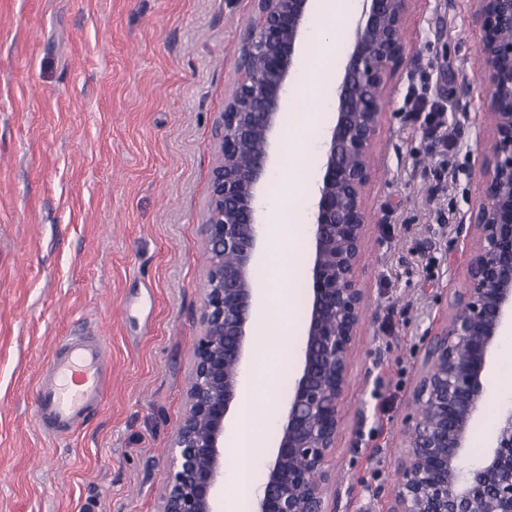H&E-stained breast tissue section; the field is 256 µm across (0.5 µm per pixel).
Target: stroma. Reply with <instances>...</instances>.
<instances>
[{
  "mask_svg": "<svg viewBox=\"0 0 512 512\" xmlns=\"http://www.w3.org/2000/svg\"><path fill=\"white\" fill-rule=\"evenodd\" d=\"M477 0H411L374 140L368 296L331 462L336 512H387L415 376L467 254L491 157ZM251 0H0V512H156L173 467L208 254L216 125ZM447 106L444 148L410 112ZM102 337V409L45 434L34 390Z\"/></svg>",
  "mask_w": 512,
  "mask_h": 512,
  "instance_id": "stroma-1",
  "label": "stroma"
}]
</instances>
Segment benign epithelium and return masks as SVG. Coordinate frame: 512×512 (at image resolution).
<instances>
[{"label":"benign epithelium","instance_id":"1","mask_svg":"<svg viewBox=\"0 0 512 512\" xmlns=\"http://www.w3.org/2000/svg\"><path fill=\"white\" fill-rule=\"evenodd\" d=\"M360 17L325 134L310 206L312 252L301 367L288 388L271 461L252 512H335L328 506L330 456L342 431L340 401L365 316L358 278L367 213L363 192L388 102V79L403 58L410 0H360ZM314 0H254L224 101L212 169L205 244L209 256L173 471L157 512H215L224 485V438L249 365L257 288L252 264L264 247L257 205L272 163L283 95L295 83ZM484 31L480 76L490 99L493 159L480 170L477 223L465 287L449 304L415 378L416 411L405 419L400 467L388 512H512V404L499 408L490 448L466 468L489 368L512 330V0H478ZM231 255L232 264L224 263Z\"/></svg>","mask_w":512,"mask_h":512}]
</instances>
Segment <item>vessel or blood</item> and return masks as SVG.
<instances>
[{
    "label": "vessel or blood",
    "mask_w": 512,
    "mask_h": 512,
    "mask_svg": "<svg viewBox=\"0 0 512 512\" xmlns=\"http://www.w3.org/2000/svg\"><path fill=\"white\" fill-rule=\"evenodd\" d=\"M108 388L104 342L91 336L67 337L44 366L35 387V407L45 432L71 433L104 403Z\"/></svg>",
    "instance_id": "vessel-or-blood-1"
}]
</instances>
